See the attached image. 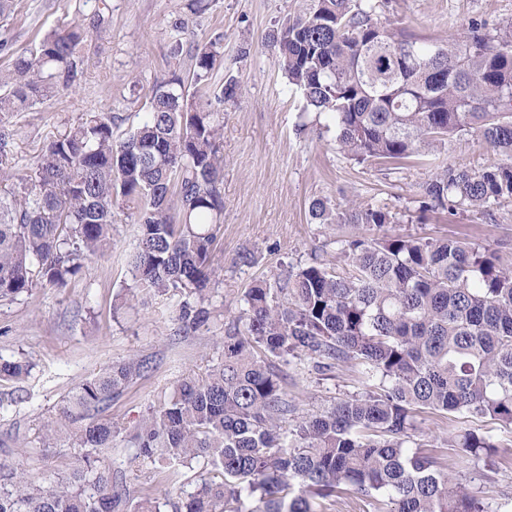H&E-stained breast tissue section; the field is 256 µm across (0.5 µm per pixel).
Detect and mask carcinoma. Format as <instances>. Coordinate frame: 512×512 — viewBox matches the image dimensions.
<instances>
[{"instance_id":"1","label":"carcinoma","mask_w":512,"mask_h":512,"mask_svg":"<svg viewBox=\"0 0 512 512\" xmlns=\"http://www.w3.org/2000/svg\"><path fill=\"white\" fill-rule=\"evenodd\" d=\"M373 0H304L271 35L281 71L304 101L326 114L336 145L359 161L400 163L454 136L474 134L506 162L481 172L444 165L426 186L428 205L485 208L512 198V23L477 24L428 44L381 24ZM187 22L172 25L171 54L189 67L152 86L144 119L113 136L112 113L80 115L49 141L33 170L0 172V301L43 286L64 288L88 256L111 246L115 214L139 226L129 257L138 291L181 296L179 329L210 318V277L224 214V102L241 91L231 77L210 91L224 65L221 37L184 46ZM89 29L70 23L16 48L0 70V149L12 119L34 102L73 87ZM195 92H189L190 87ZM314 224H365L393 217L365 206L338 212L309 205ZM348 272L321 263L275 288L245 294L239 325L224 337L220 361L202 377L178 380L167 403L143 416L136 456L170 468L204 460L217 479L161 503L149 488L132 501L106 464L115 433L97 415L136 377L144 360L115 363L63 400L41 440L78 450L66 476L36 484L0 463V512H326L339 495L374 499L386 512H487L448 473L433 447L415 440L424 412L490 417L512 433V268L456 238L353 237ZM302 351L315 368L350 363L376 390L330 410L282 423L294 412L277 361ZM29 364L0 356V380L20 381ZM446 443L465 458L500 448L489 432L465 429Z\"/></svg>"}]
</instances>
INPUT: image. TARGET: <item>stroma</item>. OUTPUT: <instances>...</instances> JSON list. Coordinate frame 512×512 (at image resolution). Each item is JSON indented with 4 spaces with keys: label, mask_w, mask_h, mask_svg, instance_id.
<instances>
[{
    "label": "stroma",
    "mask_w": 512,
    "mask_h": 512,
    "mask_svg": "<svg viewBox=\"0 0 512 512\" xmlns=\"http://www.w3.org/2000/svg\"><path fill=\"white\" fill-rule=\"evenodd\" d=\"M108 25L82 46L73 90L34 103L13 119V135L0 168L23 174L44 146L64 133L78 114L109 112L116 136L143 117L144 95L165 80L176 62L170 54L169 24L189 17L191 41L221 38L227 76L241 83L237 98L224 104V218L214 250L216 275L210 287L211 318L206 326L179 335L173 294H148L133 306L114 310L117 294L133 287L127 264L137 244L134 218L117 216L112 247L86 259L83 272L64 288H35L31 295L0 303V356L25 353L34 367L25 380L0 383V461L26 470L34 481L71 470L76 455L66 442L43 447L42 427L54 418L64 397L84 379L113 363L146 359L150 371L134 379L103 411L115 428L108 461L127 489L151 488L157 497L192 491L210 478L209 466L195 464L169 478L166 466L135 457L133 427L150 407L166 401L173 384L216 364L220 341L245 307L247 289L257 280L278 281L286 272L323 261L337 273L348 269L342 240L369 236L363 226L313 224L308 206L317 198L343 210L354 204L390 212L389 235L424 239L456 237L496 250L512 267V199L486 209L463 207L455 216L421 211L425 187L437 169L453 164L479 172L499 155L474 135L453 138L440 149L423 150L403 165L359 162L336 148V127L325 115L303 113L278 64L269 36L302 0H213L208 12L190 15L188 0H108ZM380 21L414 38L447 42L449 34L478 22L487 29L512 23V0H376ZM93 0H17L14 14L0 23V40L30 43L64 24L83 22ZM306 134H298L299 122ZM296 417L324 412L336 402L366 391L358 368L339 365L316 371L307 356L280 365ZM418 425L439 440L463 428L499 434L502 452L496 471L484 464L459 468L492 512H512V435L494 421L453 413H423Z\"/></svg>",
    "instance_id": "stroma-1"
}]
</instances>
